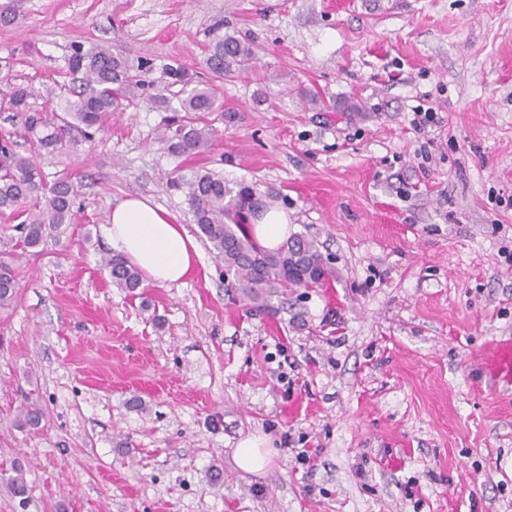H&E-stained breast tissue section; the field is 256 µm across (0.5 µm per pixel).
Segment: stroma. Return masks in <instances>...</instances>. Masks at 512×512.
I'll list each match as a JSON object with an SVG mask.
<instances>
[{
    "label": "stroma",
    "instance_id": "35a3bbf8",
    "mask_svg": "<svg viewBox=\"0 0 512 512\" xmlns=\"http://www.w3.org/2000/svg\"><path fill=\"white\" fill-rule=\"evenodd\" d=\"M0 93L51 107L73 43L149 60L47 178L82 183L73 224L14 261L0 311V512H512V0H12ZM254 47L194 155L162 65L209 80L215 29ZM437 120L410 124L417 105ZM206 167L287 210L336 278L252 316L209 248L185 283L113 288L102 226L147 197L199 229L178 174ZM39 429L18 428L23 401ZM262 436L269 462L237 467ZM319 449L313 474L293 452ZM261 438L252 437L240 442L236 452V464L244 471H256L265 464V455L260 450ZM2 471H4V469L1 468V475ZM11 471H13L15 475H9L8 470L5 469L2 477L3 484L6 485L13 498H18L20 503L27 502L28 486L23 474L21 473L20 467L14 463L11 467Z\"/></svg>",
    "mask_w": 512,
    "mask_h": 512
}]
</instances>
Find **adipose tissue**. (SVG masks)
<instances>
[{"instance_id": "1", "label": "adipose tissue", "mask_w": 512, "mask_h": 512, "mask_svg": "<svg viewBox=\"0 0 512 512\" xmlns=\"http://www.w3.org/2000/svg\"><path fill=\"white\" fill-rule=\"evenodd\" d=\"M102 231L115 252L159 286L184 282L201 260L199 246L184 225L147 198L117 205Z\"/></svg>"}]
</instances>
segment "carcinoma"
I'll list each match as a JSON object with an SVG mask.
<instances>
[{
  "label": "carcinoma",
  "mask_w": 512,
  "mask_h": 512,
  "mask_svg": "<svg viewBox=\"0 0 512 512\" xmlns=\"http://www.w3.org/2000/svg\"><path fill=\"white\" fill-rule=\"evenodd\" d=\"M255 59L251 44L234 33L216 34L206 48L205 64L211 81L191 85V78L180 67L163 68L167 84L191 86L181 99L180 111L190 117L170 124L159 141L172 154H195L207 148L214 130L207 115L224 111L216 83L245 69ZM146 62H136L112 53L103 44L89 47L72 45L68 58L70 82L59 87L60 108L36 110L28 102L30 91L16 86L8 93L10 120L23 128L37 150L47 154H69L92 137L91 129L101 128L112 111L132 103L131 94L138 84V72ZM174 186L184 191L193 221L209 243L214 257L224 264L229 286L238 289L250 301L249 313L274 315L272 298L283 288H322L332 278V271L320 251L318 241L304 234H294L275 250L261 246L249 231V219L259 203L252 188L230 184L224 177L207 169H196L188 176L179 175ZM81 185L63 172L53 182L30 155L15 149L13 139L0 136V212H8L21 222L20 236L11 250L0 249V310L12 307L17 297V272L14 251H28L56 239L61 229L73 223L74 206ZM112 287L134 296L141 287L138 269L120 254L109 252L102 258ZM44 418L42 408L25 404L19 409L21 428L36 430ZM11 475L0 481L10 495L25 502L28 486L20 467L12 465Z\"/></svg>",
  "instance_id": "obj_1"
}]
</instances>
